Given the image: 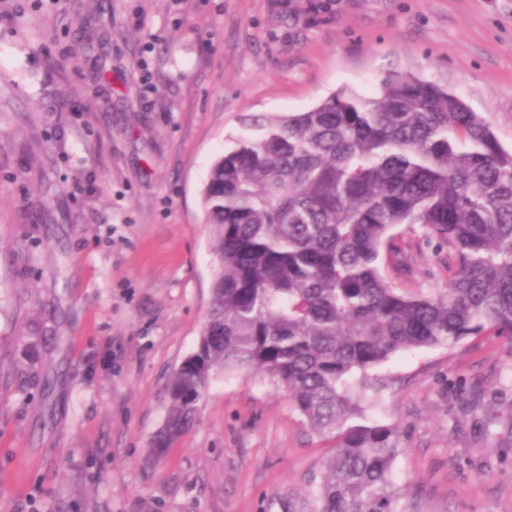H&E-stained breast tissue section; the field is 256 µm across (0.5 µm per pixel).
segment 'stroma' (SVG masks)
I'll list each match as a JSON object with an SVG mask.
<instances>
[{
  "label": "stroma",
  "mask_w": 512,
  "mask_h": 512,
  "mask_svg": "<svg viewBox=\"0 0 512 512\" xmlns=\"http://www.w3.org/2000/svg\"><path fill=\"white\" fill-rule=\"evenodd\" d=\"M396 71L512 149V0H0V512H280L329 448L259 375L217 374L159 462L166 382L211 300L201 189L244 112H304ZM447 249L407 236L405 288ZM410 512H512V339L397 355Z\"/></svg>",
  "instance_id": "obj_1"
}]
</instances>
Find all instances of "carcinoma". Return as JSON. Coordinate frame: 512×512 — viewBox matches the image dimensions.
Masks as SVG:
<instances>
[{"label":"carcinoma","instance_id":"1","mask_svg":"<svg viewBox=\"0 0 512 512\" xmlns=\"http://www.w3.org/2000/svg\"><path fill=\"white\" fill-rule=\"evenodd\" d=\"M258 135L202 190L217 268L200 340L166 384L148 458L197 422L220 371L261 374L332 442L322 480L281 512H408L401 430L372 413L393 356L512 335V150L457 95L409 72L378 95L245 113ZM448 246L441 288H399L404 235Z\"/></svg>","mask_w":512,"mask_h":512}]
</instances>
